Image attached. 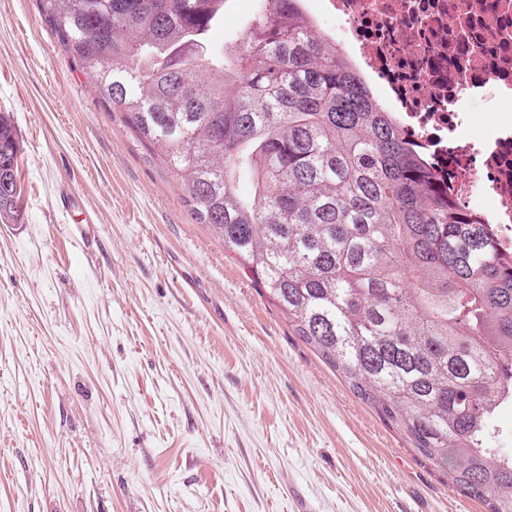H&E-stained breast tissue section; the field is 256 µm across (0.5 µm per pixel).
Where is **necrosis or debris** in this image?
<instances>
[{"instance_id": "obj_1", "label": "necrosis or debris", "mask_w": 512, "mask_h": 512, "mask_svg": "<svg viewBox=\"0 0 512 512\" xmlns=\"http://www.w3.org/2000/svg\"><path fill=\"white\" fill-rule=\"evenodd\" d=\"M352 66L448 195L512 255V120L461 137L470 104L512 109V0H327Z\"/></svg>"}]
</instances>
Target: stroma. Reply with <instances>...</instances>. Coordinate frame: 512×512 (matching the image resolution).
<instances>
[{
  "label": "stroma",
  "instance_id": "obj_1",
  "mask_svg": "<svg viewBox=\"0 0 512 512\" xmlns=\"http://www.w3.org/2000/svg\"><path fill=\"white\" fill-rule=\"evenodd\" d=\"M0 111V512H487L295 336L38 0H0ZM18 134L8 113H0V221L11 224L18 219L17 195V153ZM6 185L9 187L6 188Z\"/></svg>",
  "mask_w": 512,
  "mask_h": 512
}]
</instances>
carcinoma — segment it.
Instances as JSON below:
<instances>
[{"instance_id":"1","label":"carcinoma","mask_w":512,"mask_h":512,"mask_svg":"<svg viewBox=\"0 0 512 512\" xmlns=\"http://www.w3.org/2000/svg\"><path fill=\"white\" fill-rule=\"evenodd\" d=\"M228 0H39L195 218L295 335L448 487L512 512V259L440 187L304 0H261L221 47ZM0 113V222L18 219ZM248 185V190L241 188Z\"/></svg>"}]
</instances>
